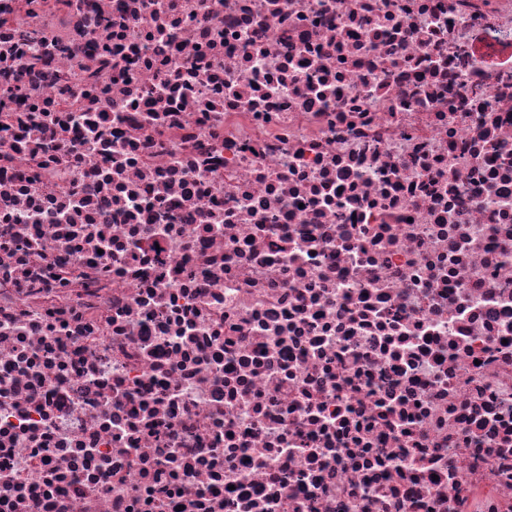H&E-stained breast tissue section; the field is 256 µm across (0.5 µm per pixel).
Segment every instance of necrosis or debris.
Wrapping results in <instances>:
<instances>
[{"mask_svg": "<svg viewBox=\"0 0 512 512\" xmlns=\"http://www.w3.org/2000/svg\"><path fill=\"white\" fill-rule=\"evenodd\" d=\"M0 512H512V0H0Z\"/></svg>", "mask_w": 512, "mask_h": 512, "instance_id": "4bbe7bcc", "label": "necrosis or debris"}]
</instances>
